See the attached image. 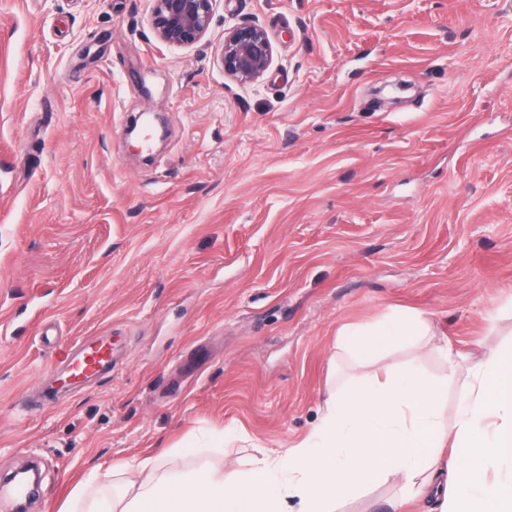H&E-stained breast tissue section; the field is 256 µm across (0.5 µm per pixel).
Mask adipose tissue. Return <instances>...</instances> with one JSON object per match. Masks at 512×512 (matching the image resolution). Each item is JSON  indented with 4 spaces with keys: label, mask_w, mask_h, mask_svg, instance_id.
I'll list each match as a JSON object with an SVG mask.
<instances>
[{
    "label": "adipose tissue",
    "mask_w": 512,
    "mask_h": 512,
    "mask_svg": "<svg viewBox=\"0 0 512 512\" xmlns=\"http://www.w3.org/2000/svg\"><path fill=\"white\" fill-rule=\"evenodd\" d=\"M430 331L423 313L393 310L377 322L340 328L336 356L373 365L401 337L420 340ZM437 351L450 366L440 376L407 366L336 381L304 439L261 450L231 474L174 475L165 455L134 459L113 474H92L62 512H336L343 498L391 477L401 481L405 500L430 497L434 512H512V479H481L512 464V345L470 366L468 394L450 425L440 401L457 357L444 344ZM116 475L128 486L118 499L110 492Z\"/></svg>",
    "instance_id": "1"
}]
</instances>
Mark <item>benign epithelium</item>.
Instances as JSON below:
<instances>
[{"label": "benign epithelium", "instance_id": "1", "mask_svg": "<svg viewBox=\"0 0 512 512\" xmlns=\"http://www.w3.org/2000/svg\"><path fill=\"white\" fill-rule=\"evenodd\" d=\"M217 0H153L151 24L159 42L184 47L203 39L209 31ZM273 47L265 30L243 19L224 30L221 62L224 73L241 85L259 81L269 69ZM127 135L133 139H164L166 121L159 113L141 114L131 120Z\"/></svg>", "mask_w": 512, "mask_h": 512}]
</instances>
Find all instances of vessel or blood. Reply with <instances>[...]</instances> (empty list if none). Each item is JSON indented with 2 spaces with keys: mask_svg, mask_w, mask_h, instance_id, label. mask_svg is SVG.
Returning <instances> with one entry per match:
<instances>
[{
  "mask_svg": "<svg viewBox=\"0 0 512 512\" xmlns=\"http://www.w3.org/2000/svg\"><path fill=\"white\" fill-rule=\"evenodd\" d=\"M112 370V341L104 336H88L72 350L64 363L49 368L43 387L45 401L54 403L87 381Z\"/></svg>",
  "mask_w": 512,
  "mask_h": 512,
  "instance_id": "1",
  "label": "vessel or blood"
}]
</instances>
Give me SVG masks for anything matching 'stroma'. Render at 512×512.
Returning <instances> with one entry per match:
<instances>
[{
  "instance_id": "obj_1",
  "label": "stroma",
  "mask_w": 512,
  "mask_h": 512,
  "mask_svg": "<svg viewBox=\"0 0 512 512\" xmlns=\"http://www.w3.org/2000/svg\"><path fill=\"white\" fill-rule=\"evenodd\" d=\"M151 8L0 0V476L40 460L36 512L162 447L228 473L304 438L332 370L362 373L338 329L388 308L473 357L512 342V0H217L189 47ZM244 17L273 45L246 86L219 60ZM140 112L168 128L146 158ZM87 336L111 374L30 407ZM144 133H147L145 134L146 140L151 139L153 135L163 140L166 135L164 117L160 113H143L132 119L127 127V135L136 140Z\"/></svg>"
}]
</instances>
